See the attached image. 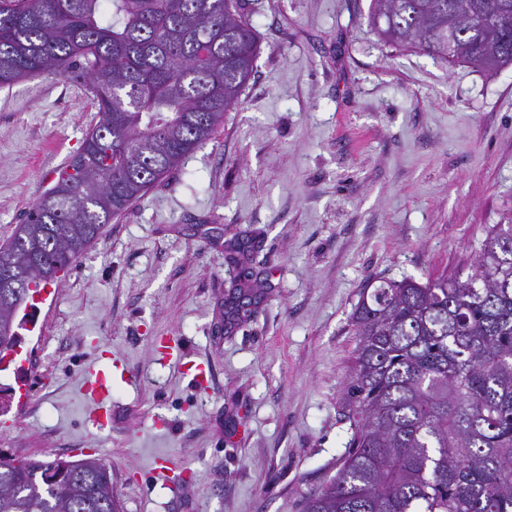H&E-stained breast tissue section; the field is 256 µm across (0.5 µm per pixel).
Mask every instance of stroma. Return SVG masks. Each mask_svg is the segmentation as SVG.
Segmentation results:
<instances>
[{
    "instance_id": "stroma-1",
    "label": "stroma",
    "mask_w": 512,
    "mask_h": 512,
    "mask_svg": "<svg viewBox=\"0 0 512 512\" xmlns=\"http://www.w3.org/2000/svg\"><path fill=\"white\" fill-rule=\"evenodd\" d=\"M254 73L212 138L72 266L30 352L31 405L0 372V455L94 454L123 512H301L348 451L350 318L381 279L468 272L512 220V65L487 76L381 42L371 0H246ZM98 109L41 74L0 88V242L79 151ZM247 243L237 262L228 246ZM257 301H224L241 266ZM178 339L181 358L155 351ZM211 375L194 384L184 361ZM112 426L87 418L90 366ZM178 466L182 493L152 473ZM81 391L89 406V417L94 424L101 428L111 425L109 403L112 399V362L107 371L91 367Z\"/></svg>"
}]
</instances>
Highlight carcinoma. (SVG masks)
I'll return each mask as SVG.
<instances>
[{"label":"carcinoma","instance_id":"obj_1","mask_svg":"<svg viewBox=\"0 0 512 512\" xmlns=\"http://www.w3.org/2000/svg\"><path fill=\"white\" fill-rule=\"evenodd\" d=\"M512 0H374L381 41L493 74L512 35L480 27ZM259 43L243 0H0V86L57 74L88 86L99 122L0 244V354L29 286L70 269L209 140ZM352 435L303 512H512V224L466 275L382 280L351 316ZM0 512H121L96 458L0 460Z\"/></svg>","mask_w":512,"mask_h":512}]
</instances>
